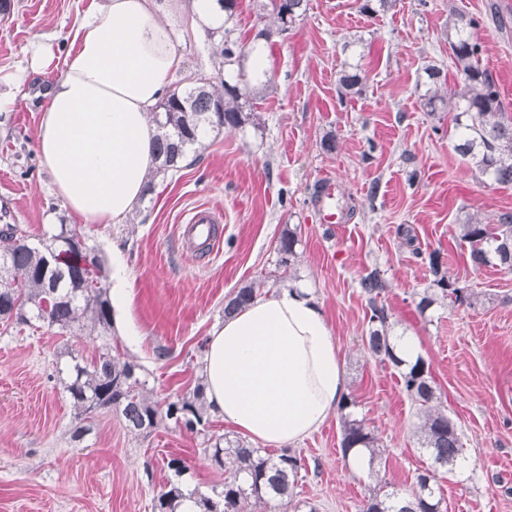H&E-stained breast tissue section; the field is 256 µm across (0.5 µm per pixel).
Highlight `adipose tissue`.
I'll return each instance as SVG.
<instances>
[{"label":"adipose tissue","mask_w":512,"mask_h":512,"mask_svg":"<svg viewBox=\"0 0 512 512\" xmlns=\"http://www.w3.org/2000/svg\"><path fill=\"white\" fill-rule=\"evenodd\" d=\"M168 13L166 0H105L47 93L36 146L57 197L86 222L131 215L157 165L149 112L181 67ZM202 373L211 412L269 445L302 441L347 397L331 329L298 283L214 326Z\"/></svg>","instance_id":"obj_1"}]
</instances>
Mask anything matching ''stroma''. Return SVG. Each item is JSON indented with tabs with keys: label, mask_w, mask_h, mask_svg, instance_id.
<instances>
[{
	"label": "stroma",
	"mask_w": 512,
	"mask_h": 512,
	"mask_svg": "<svg viewBox=\"0 0 512 512\" xmlns=\"http://www.w3.org/2000/svg\"><path fill=\"white\" fill-rule=\"evenodd\" d=\"M103 0H11L0 17V92L15 105L0 112V227L38 237L68 224L87 238L108 271L131 288L124 325L108 332L0 324V512H152L168 482L203 493L223 486L230 469L205 455L211 438L238 439L208 416L190 431L163 421L151 434L126 428L119 413L96 415L92 433L72 442L76 410L64 389L69 355L84 360L104 346L141 364L152 400H174L201 383L202 352L238 288L262 278L275 286L278 240L296 230L291 274L321 304L339 347L351 414L364 420L382 451L354 465L341 451V414L296 444L300 479L290 503L248 505L246 512H360L377 483L410 490L431 464L420 449L416 407L396 370L368 349L370 308L359 283L373 270L386 282L381 303L394 338L413 337L435 381L437 403L456 422L465 466L440 481L444 512H512V272L474 266L460 244L473 216L495 223L512 212V185L501 186L454 151L451 94L458 82L448 35L457 16L470 34L512 116V0H396L388 11L360 13L355 0H308L288 33L266 45L269 89L253 107L257 124L208 134L183 167L155 181L122 224H88L55 196L35 149L47 92L59 78L86 11ZM264 0H238L233 36L251 42L275 25ZM191 0H170L168 18L186 70L172 85L218 79L219 64ZM51 44L57 63L28 69L34 42ZM441 70L446 100L429 111L426 66ZM360 83L342 90V71ZM336 138L335 151L322 148ZM333 189L341 223L320 221ZM222 214L219 246H189L185 220L198 206ZM472 292L426 313L420 294L437 292L429 256ZM140 337L131 344L130 333ZM167 349L157 359V349ZM185 468L175 473L169 459Z\"/></svg>",
	"instance_id": "obj_1"
}]
</instances>
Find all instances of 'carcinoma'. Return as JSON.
Returning a JSON list of instances; mask_svg holds the SVG:
<instances>
[{"label":"carcinoma","mask_w":512,"mask_h":512,"mask_svg":"<svg viewBox=\"0 0 512 512\" xmlns=\"http://www.w3.org/2000/svg\"><path fill=\"white\" fill-rule=\"evenodd\" d=\"M395 0H360L359 11L374 14L393 7ZM237 0H224V24L211 31L220 36L216 54L224 66H237V74L220 80V84L203 82L188 89L176 88L168 93L152 113L156 129L154 152L156 174L166 176L180 168L187 151L202 145L210 131L243 129L255 121L252 107L254 89L246 79L245 61L256 42L237 43L226 39L225 23L236 14ZM307 9V0H280L273 6L276 27L263 29V41L287 31L285 19L297 20ZM475 20L460 16L453 24L454 38L448 39L460 82L455 96L457 112L452 118L457 131L455 152L464 162L501 185L512 184V117L505 116L496 81L482 65L480 45L474 42L470 29ZM430 83L424 97L430 111L444 103L438 79L441 71L426 69ZM460 240L469 248L473 265L482 266L495 258L499 266L512 271V213L503 212L498 223L468 221L461 225ZM297 233L287 229L277 246V264L287 273L296 257ZM73 252L89 259L82 265L63 268L48 264L55 253ZM442 298L463 304L471 301L464 287H456L445 277L437 280ZM262 280H254L240 288L224 306L230 315L248 305ZM371 309L368 347L373 355L399 369L403 391L416 406L420 423L417 440L430 456L431 468L417 476L415 487L405 493L387 490V485L370 494L362 512H442L439 493V470L452 468L464 460L461 434L448 414L435 406V387L429 367L422 357L412 363L399 358L394 339L388 335V315L378 297L385 290L380 272L372 271L360 281ZM90 322L91 330L109 329L112 325V303L108 274L96 249L68 224H60L51 236L33 243L9 226L0 230V322L32 324L38 321L64 333L81 320ZM71 381L66 392L77 409L80 421L71 439H83L93 428L97 413L115 410L126 426L139 433H152L163 421L172 419L189 430L204 425L206 409L204 387L197 386L189 396L161 404L146 396L147 379L143 368L132 361H122L106 346L95 359L86 362L71 356ZM377 440L361 420L342 417L341 450L344 456L357 454L368 458V464L380 456ZM210 464L224 468L231 463L233 476L212 498L191 492L196 512H244L250 501L267 503L292 496L300 458L288 450L273 457L238 440L215 439L205 449ZM184 498L182 487L169 483L154 497L152 512H177Z\"/></svg>","instance_id":"cac0c4a2"}]
</instances>
